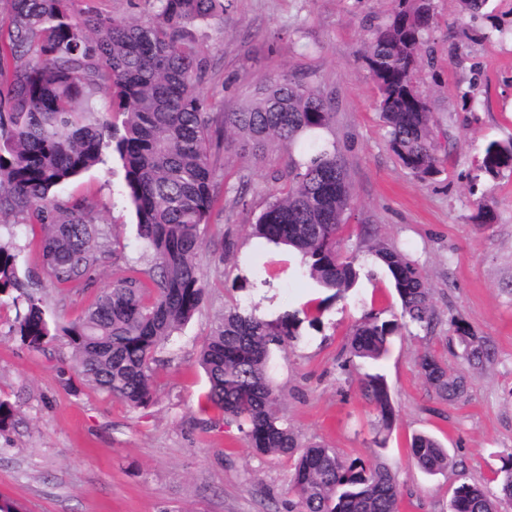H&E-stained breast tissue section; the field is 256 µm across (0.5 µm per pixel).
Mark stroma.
<instances>
[{
	"mask_svg": "<svg viewBox=\"0 0 512 512\" xmlns=\"http://www.w3.org/2000/svg\"><path fill=\"white\" fill-rule=\"evenodd\" d=\"M433 6L435 25L422 49L427 61L416 78L432 108L440 164L425 181L392 152L361 60L391 0H231L223 20L197 30L210 62L200 92L215 126L244 107L265 77L284 71L308 76L330 99V136L355 197L343 249L356 257L357 286L328 299L312 280H298L287 250L251 237L289 156L272 150L256 163L226 140L213 152L221 200L209 222L231 246L198 252L208 294L155 364L149 406L134 409L92 390L63 339L40 349L23 343L13 331L11 298L0 299V399L18 408L15 426L0 433V499L19 512H293L291 461L254 452L235 423L205 405L198 352L213 322L239 302L271 318L321 308L316 325L301 324V342L274 358L279 409L300 445L387 467L399 487L398 512H449L451 487L463 481L498 495L496 473L512 455V174L490 183L477 164L490 141L512 138V37L492 28L496 21L512 26V0H489L490 19L464 14L459 0ZM468 87L475 96L470 112L457 95ZM473 183L491 191L495 223H478ZM59 195L88 204L120 244L119 259H108L90 287L58 288L45 277L40 225L2 230L0 242L16 247L20 275L40 292L48 315L69 322L127 267H146L150 253L125 201L118 161L87 170ZM377 239L421 269L436 321L432 332L392 336L374 363L350 358L346 344L364 314L388 320L401 311L370 251ZM458 323L491 341L494 357L482 369H470L461 349L449 345ZM426 350L467 372V400L444 401L428 387L418 366ZM370 374L386 380L397 411L391 430L381 428L367 395ZM421 432L447 448V472L431 475L415 463L409 442Z\"/></svg>",
	"mask_w": 512,
	"mask_h": 512,
	"instance_id": "1",
	"label": "stroma"
}]
</instances>
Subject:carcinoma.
I'll list each match as a JSON object with an SVG mask.
<instances>
[{
    "mask_svg": "<svg viewBox=\"0 0 512 512\" xmlns=\"http://www.w3.org/2000/svg\"><path fill=\"white\" fill-rule=\"evenodd\" d=\"M6 2L0 18V227L18 224L19 217L34 220L45 230L40 247L48 280L88 287L102 263L117 256V240H108L88 205L63 199L57 190L103 163L110 151L124 170L125 195L151 262L113 281L79 319L62 324L25 289L19 254L0 243V294L18 292L14 331L24 343L40 349L65 339L97 392L146 407L154 396L157 354L199 311L209 288L196 262L219 201L212 118L198 92L208 60L186 33L223 19L225 0H146L153 15L129 21L80 12L74 0ZM432 24L431 0H392L361 55L378 91L376 108L390 147L423 181L439 172L428 97L415 81ZM104 93L112 98L109 113L98 108ZM334 116L320 90L286 72L266 78L240 111L224 113V134L240 143L244 156L259 160L270 149H283L290 157L287 182L271 191L252 236L291 250L299 275L332 299L358 279L354 258L341 249L345 215L354 205L352 184L336 143L320 139ZM478 169L493 180L512 173V138L490 142ZM478 207L481 222L495 220L493 197L483 195ZM372 251L401 315L363 316L352 325L349 351L378 360L401 330H432L435 312L431 288L413 261L383 242ZM300 323L297 311L266 319L252 303L225 309L200 351L206 404L234 421L257 453L295 458L299 512H397V484L388 470L346 460L322 445L299 448L279 415L271 360L298 340ZM454 332L470 368L490 362L494 349L487 338L460 323ZM419 367L438 398H468L467 375L449 371L432 352L420 355ZM367 388L379 422L391 429L396 412L384 379L370 377ZM17 415L14 404L0 400V432ZM410 448L427 473L451 466L447 448L430 434L413 435ZM498 480V497L468 482L454 487V512H499L500 501L512 499V458Z\"/></svg>",
    "mask_w": 512,
    "mask_h": 512,
    "instance_id": "1",
    "label": "carcinoma"
}]
</instances>
